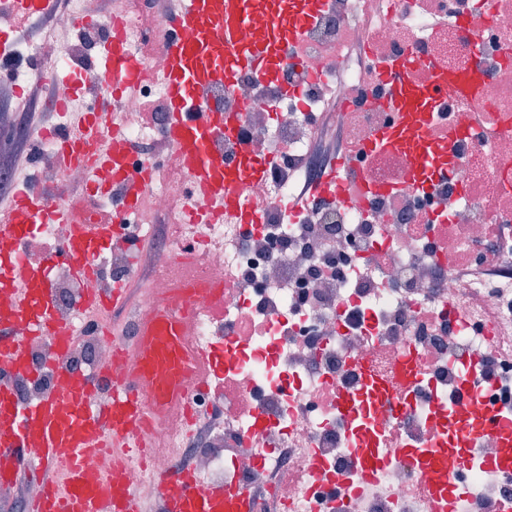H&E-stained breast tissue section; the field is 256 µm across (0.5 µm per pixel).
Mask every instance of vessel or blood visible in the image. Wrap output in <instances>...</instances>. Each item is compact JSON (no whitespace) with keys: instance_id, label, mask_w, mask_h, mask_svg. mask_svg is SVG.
Here are the masks:
<instances>
[{"instance_id":"obj_1","label":"vessel or blood","mask_w":512,"mask_h":512,"mask_svg":"<svg viewBox=\"0 0 512 512\" xmlns=\"http://www.w3.org/2000/svg\"><path fill=\"white\" fill-rule=\"evenodd\" d=\"M60 0H0V16L17 21L53 13ZM323 0H181L167 19L177 37L166 41V65L160 76L167 93L168 137L189 184L218 214H232L240 223L257 224L261 213L248 202L246 186L263 177L265 165L249 157L228 164L212 147L222 137L237 136V113L226 112L200 96L206 86L231 88L247 74L279 84L289 50L314 20ZM267 24L252 30L254 15ZM96 96L90 110L82 112L76 131L58 134L60 159L67 165H93L107 170L111 183L95 182L89 189L110 198L111 184L121 185L130 210H140L144 185L128 169L131 149L111 144L100 132V117L112 111L121 98L138 91L139 70L119 32L106 39L99 60L92 64ZM387 102L412 115V123L381 132L372 148H401L417 143L409 179L425 188L438 178L447 157L427 148L424 134L432 121L429 92L415 89L405 64H398L387 80ZM65 194L56 190L31 195L19 193L0 208V484L12 486L40 466L41 493L32 512H140V499L132 474L124 464L100 471L91 464L108 445L122 442L134 453L149 445V428L156 414L181 408L189 391L217 373L214 357L193 353L185 343L186 309L172 306L153 311L142 324L134 355L124 356V371L108 382L112 398L106 406L91 407L87 395L96 379L59 367L53 369L55 390L48 397L20 405L11 380L28 374L27 343L19 336L26 326L33 337L47 336L60 351L72 338L56 317L49 289L40 287L43 270L33 279L16 281L8 267L29 225L65 223L70 212ZM111 220L75 225L71 245L61 255L79 274L89 273L105 243L112 237ZM468 423H459L455 448H403L399 454L421 472L437 512H448L459 496L458 470L469 468L472 455L465 441ZM498 446L484 457V468L494 474H512V422L491 429ZM354 459L367 476H375L389 462L382 448H358ZM165 489V512H248L252 500L246 489L226 493L223 487L198 484L184 470L173 467L160 477Z\"/></svg>"}]
</instances>
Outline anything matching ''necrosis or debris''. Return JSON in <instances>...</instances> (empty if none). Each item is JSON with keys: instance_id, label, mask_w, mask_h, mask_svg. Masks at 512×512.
<instances>
[{"instance_id": "1", "label": "necrosis or debris", "mask_w": 512, "mask_h": 512, "mask_svg": "<svg viewBox=\"0 0 512 512\" xmlns=\"http://www.w3.org/2000/svg\"><path fill=\"white\" fill-rule=\"evenodd\" d=\"M164 2L124 0L97 21L99 29L123 35L140 72L141 93L123 99L112 118L138 147L135 168L150 170L145 187L153 218L124 212L113 197L117 229L94 275L48 267L55 312L78 341L63 360L53 341L33 343L32 361L82 371L112 367L117 331L136 327L158 301L183 303L184 285L173 269L187 267L195 287L224 284L223 317L196 304L189 338L198 352L223 349L224 375L187 396L192 424L179 416L160 422L148 460L127 459L142 512H155L157 475L175 463L200 485L253 490V512H434L411 464L391 458L369 482L351 450L364 439L378 448L445 446L458 412L455 363L468 356L483 415L512 420V0H324L293 49L301 66L282 72L302 96L283 98L250 75L230 90H212L224 111L241 115L237 140L222 144L225 157L245 150L269 166L247 192L266 213L254 225L212 217L186 185L165 122L143 119L144 102L166 95L157 80L165 67ZM86 5L65 0L42 36L16 50L40 67L16 71L15 87L33 82L37 71L50 73L51 106L62 128L82 106L67 75L75 50L64 36ZM406 56L418 85L432 84L440 72L448 76L425 137L455 166L447 180L424 190L408 182L407 154L365 149L378 130L401 120L381 97L390 67ZM332 93L348 119L353 170L341 173L335 197L303 224L286 209L298 185L275 167L302 156L311 162L308 174L318 173L308 117ZM25 138L61 187L109 177L58 165L55 139L36 125L27 126ZM129 227L154 243L133 317L119 323L108 311L82 312L86 296L133 277ZM488 257L496 274L461 278L463 265L479 268ZM355 310L366 311L368 330L347 321ZM427 319L432 329L424 328ZM404 365L419 379L401 396L393 382ZM368 378L373 390L342 417L339 395L363 389ZM316 458L325 471H315ZM458 483L464 492L452 512H512V476L476 465Z\"/></svg>"}]
</instances>
